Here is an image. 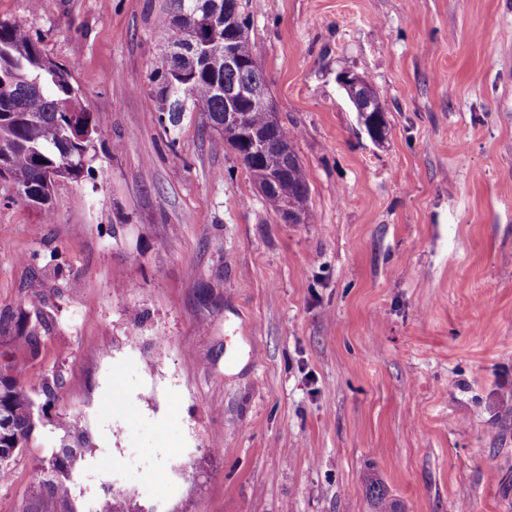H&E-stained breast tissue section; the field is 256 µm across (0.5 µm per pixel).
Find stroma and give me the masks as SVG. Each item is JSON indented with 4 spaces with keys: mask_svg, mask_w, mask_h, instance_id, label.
<instances>
[{
    "mask_svg": "<svg viewBox=\"0 0 512 512\" xmlns=\"http://www.w3.org/2000/svg\"><path fill=\"white\" fill-rule=\"evenodd\" d=\"M308 180L285 224L196 112L156 93L160 0H0L99 120L49 210L0 178V330L85 434L72 497L139 512H512V0H241ZM378 92L374 141L341 88ZM59 445L0 486L19 512ZM365 484L372 492L375 511L377 512H400L399 505L393 499L388 498L387 494L380 487L379 481L374 474L368 473L365 477Z\"/></svg>",
    "mask_w": 512,
    "mask_h": 512,
    "instance_id": "stroma-1",
    "label": "stroma"
}]
</instances>
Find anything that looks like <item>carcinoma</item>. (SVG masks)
Here are the masks:
<instances>
[{
    "instance_id": "cac0c4a2",
    "label": "carcinoma",
    "mask_w": 512,
    "mask_h": 512,
    "mask_svg": "<svg viewBox=\"0 0 512 512\" xmlns=\"http://www.w3.org/2000/svg\"><path fill=\"white\" fill-rule=\"evenodd\" d=\"M233 0H162L156 26L165 31L172 44H185L186 57L180 66L188 90L170 84L165 73L155 69L152 79L158 86L153 111L159 124L175 125V115L202 106L210 128H224V84L240 83L261 74L256 53L245 34L247 16L237 11L244 34L237 44L238 54L249 65L245 70L224 69V4ZM203 33L201 51L191 49L189 32ZM251 133L266 142V158L245 156L244 166L256 182H272L267 201L273 208L286 202L308 215V183L295 151L293 136L271 125L268 113L244 105ZM98 121L80 102L70 69L46 56L33 34L19 24L0 22V146L8 148L3 164L16 195L23 201L45 208L56 182H45L52 171L60 180L77 181L93 174L94 136ZM25 366L14 360L0 362V485L11 477L13 464L21 455L36 426L35 401L42 416L57 400V381L44 379L39 389L27 386L21 377ZM52 423L60 433V445L48 464L31 474L32 495L21 512H75L71 497L74 465L81 453L83 431L73 416L58 415ZM372 492L376 512H400L388 498L374 474L365 477ZM103 512H137L130 501L106 489Z\"/></svg>"
}]
</instances>
